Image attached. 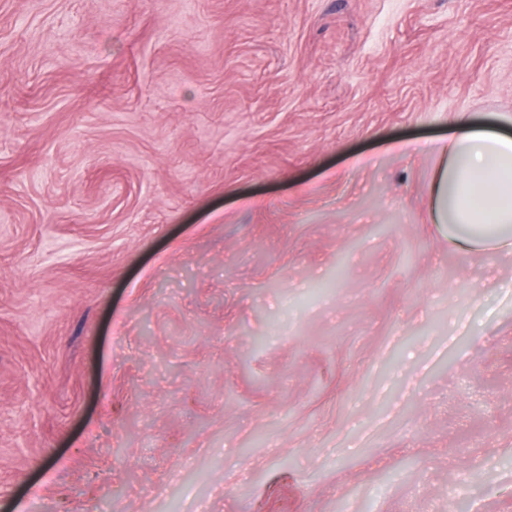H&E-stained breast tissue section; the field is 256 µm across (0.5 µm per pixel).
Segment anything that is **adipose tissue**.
I'll list each match as a JSON object with an SVG mask.
<instances>
[{
    "label": "adipose tissue",
    "instance_id": "adipose-tissue-1",
    "mask_svg": "<svg viewBox=\"0 0 512 512\" xmlns=\"http://www.w3.org/2000/svg\"><path fill=\"white\" fill-rule=\"evenodd\" d=\"M440 159L430 217L459 246L512 254V134L464 112L446 137L428 142Z\"/></svg>",
    "mask_w": 512,
    "mask_h": 512
}]
</instances>
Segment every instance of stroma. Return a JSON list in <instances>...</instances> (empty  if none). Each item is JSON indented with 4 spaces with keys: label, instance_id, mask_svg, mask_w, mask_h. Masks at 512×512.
<instances>
[{
    "label": "stroma",
    "instance_id": "obj_1",
    "mask_svg": "<svg viewBox=\"0 0 512 512\" xmlns=\"http://www.w3.org/2000/svg\"><path fill=\"white\" fill-rule=\"evenodd\" d=\"M460 112L512 0H0V512H512Z\"/></svg>",
    "mask_w": 512,
    "mask_h": 512
}]
</instances>
